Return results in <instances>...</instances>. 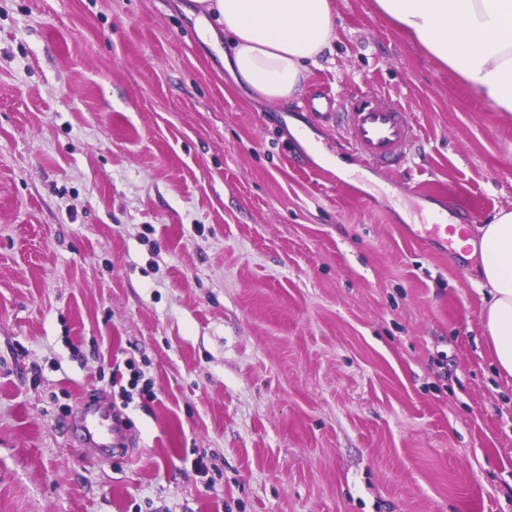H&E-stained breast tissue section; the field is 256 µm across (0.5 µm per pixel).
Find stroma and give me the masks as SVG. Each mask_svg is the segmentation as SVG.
Returning a JSON list of instances; mask_svg holds the SVG:
<instances>
[{"label": "stroma", "instance_id": "stroma-1", "mask_svg": "<svg viewBox=\"0 0 512 512\" xmlns=\"http://www.w3.org/2000/svg\"><path fill=\"white\" fill-rule=\"evenodd\" d=\"M185 2L0 0V512H512V385L433 239L512 208V118L372 0L261 102ZM321 87L397 98L408 168ZM307 106L317 117L335 123L351 149L380 171L395 172L407 166L420 139L409 110L374 87L348 93L336 112L328 91L312 95Z\"/></svg>", "mask_w": 512, "mask_h": 512}]
</instances>
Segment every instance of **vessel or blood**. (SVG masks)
Masks as SVG:
<instances>
[{
	"label": "vessel or blood",
	"mask_w": 512,
	"mask_h": 512,
	"mask_svg": "<svg viewBox=\"0 0 512 512\" xmlns=\"http://www.w3.org/2000/svg\"><path fill=\"white\" fill-rule=\"evenodd\" d=\"M307 106L317 117L335 123L352 150L380 171L407 166L420 139L407 109L374 87L352 91L337 105L329 92L321 90L308 99Z\"/></svg>",
	"instance_id": "1"
}]
</instances>
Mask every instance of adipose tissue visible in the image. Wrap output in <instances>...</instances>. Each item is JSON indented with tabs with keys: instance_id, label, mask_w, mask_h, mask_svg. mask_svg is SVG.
<instances>
[{
	"instance_id": "adipose-tissue-1",
	"label": "adipose tissue",
	"mask_w": 512,
	"mask_h": 512,
	"mask_svg": "<svg viewBox=\"0 0 512 512\" xmlns=\"http://www.w3.org/2000/svg\"><path fill=\"white\" fill-rule=\"evenodd\" d=\"M376 11L512 115V0H373ZM207 43L226 39L236 84L269 102L303 91L336 33L331 0H191ZM479 257L483 325L494 369L512 379V209L497 211L468 241Z\"/></svg>"
}]
</instances>
